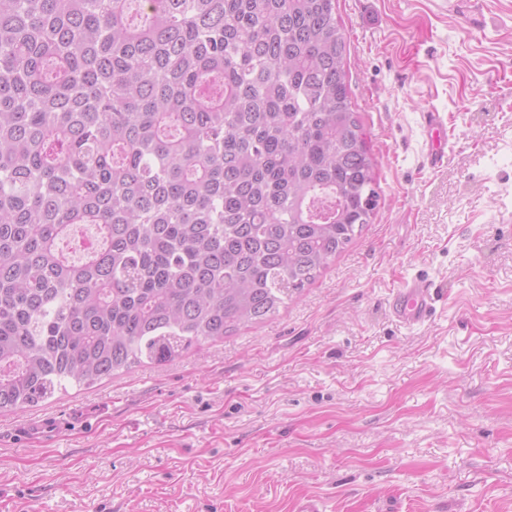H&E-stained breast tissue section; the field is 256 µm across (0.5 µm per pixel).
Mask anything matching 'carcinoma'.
I'll list each match as a JSON object with an SVG mask.
<instances>
[{
	"label": "carcinoma",
	"mask_w": 512,
	"mask_h": 512,
	"mask_svg": "<svg viewBox=\"0 0 512 512\" xmlns=\"http://www.w3.org/2000/svg\"><path fill=\"white\" fill-rule=\"evenodd\" d=\"M336 3L0 0V413L263 321L371 223Z\"/></svg>",
	"instance_id": "1"
}]
</instances>
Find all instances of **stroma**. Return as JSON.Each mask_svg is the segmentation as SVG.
Instances as JSON below:
<instances>
[{"label": "stroma", "instance_id": "35a3bbf8", "mask_svg": "<svg viewBox=\"0 0 512 512\" xmlns=\"http://www.w3.org/2000/svg\"><path fill=\"white\" fill-rule=\"evenodd\" d=\"M443 2L337 0L372 223L275 316L0 414V512H512V0ZM422 118L427 133L430 135L427 164L429 167H436L448 159L446 152L448 147L446 118L440 112H425ZM389 308L403 325L412 327L428 322L434 314L431 284L418 277L404 279L393 289Z\"/></svg>", "mask_w": 512, "mask_h": 512}]
</instances>
